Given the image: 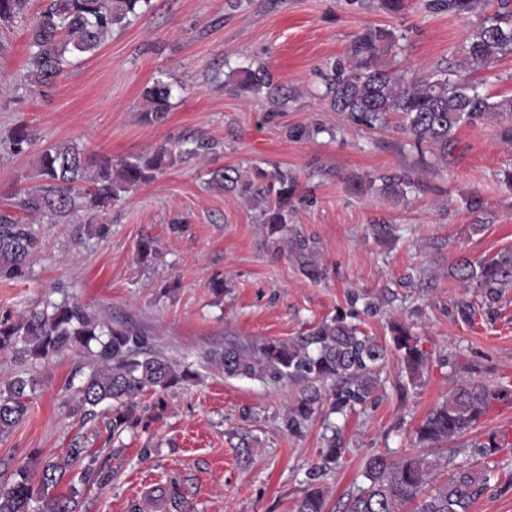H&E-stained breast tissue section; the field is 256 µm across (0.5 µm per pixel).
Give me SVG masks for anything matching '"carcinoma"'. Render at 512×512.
Instances as JSON below:
<instances>
[{
  "instance_id": "obj_1",
  "label": "carcinoma",
  "mask_w": 512,
  "mask_h": 512,
  "mask_svg": "<svg viewBox=\"0 0 512 512\" xmlns=\"http://www.w3.org/2000/svg\"><path fill=\"white\" fill-rule=\"evenodd\" d=\"M150 0H52L34 18L29 29L30 52L25 80L31 90L49 95L56 78L73 63V56L92 53L112 34L129 23V17L149 5ZM28 0H0V25L11 26L25 19ZM428 8L452 14H472L479 22L459 46L458 63L438 67L428 75L398 72L381 64L383 56L396 48L394 33L374 28L356 36L349 53L337 59L324 75L327 95L334 111L358 129L386 127L397 118V128L413 147L426 151L437 161L448 157L455 135L463 124L477 128L499 122V136L512 144V96L482 92L473 75L500 59L512 55V0H498L491 13L485 0H430ZM237 95L270 97L280 93L269 69L251 63L239 70L232 84ZM172 89L162 80L146 89L150 108L141 121L152 123L168 111ZM326 132L321 124L289 129L294 141L313 139ZM33 140L27 125L15 126L3 144L13 154L24 151ZM172 158L162 146L153 155H133L112 161L95 157L71 143L55 144L39 156L42 184L17 197L11 207L26 214L36 213L53 223H61L76 210L77 198L92 211L104 212L133 187L154 179L155 172ZM381 194L401 199L415 187L407 173L383 174ZM210 182L224 190L251 199L261 207L263 223L270 235L285 237L288 252L301 273L312 281L325 278V269L316 259V242L291 234L288 221L300 187L296 175L255 168V178L246 180L233 167L211 172ZM40 248L32 225L0 210V279L25 276L30 257ZM448 274L462 288H475L481 306L493 311L503 293L512 288V249L490 258L473 261L459 257ZM350 313H341L321 322L306 337L286 341L264 339L251 344L228 343L208 353V359L228 376L259 377L273 384L301 386V397L286 409L285 426L295 432L313 413L320 399L317 384L341 381L334 393L331 411H341L350 403H364L376 388V374L386 363L389 351L376 339L364 336L348 322ZM392 343L411 380L416 382L427 367V356L418 348L411 328L391 325ZM71 348L85 350L93 368L79 389V403L88 412L105 401L112 402V418L107 422L112 438L137 427V400L147 392L155 395L154 408L166 407L165 392L195 378L189 367H179L152 351L150 337L123 323L107 324L79 303L53 304L51 308L25 314L0 312V354L18 363L48 361ZM34 380L17 375L0 387V435L8 434L28 412ZM511 395L512 389L493 387L471 369V378L454 387L448 398L433 407L416 428V438L433 447L462 437L474 429L493 401ZM500 449L491 438L475 447L477 459L454 469L438 481L437 463L426 454H407L399 460L374 455L366 461L367 486L353 496L345 512H469L473 500L488 482V460ZM80 468L84 485L105 487L112 482V467L86 448H69L64 457H41L34 449L30 459L20 464L9 479L0 484V512H80V492L51 496L72 468ZM159 497L170 501L174 512H187L184 497L175 487L161 490ZM294 512H325V494L320 488L308 490L296 503Z\"/></svg>"
}]
</instances>
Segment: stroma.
I'll list each match as a JSON object with an SVG mask.
<instances>
[{"label": "stroma", "mask_w": 512, "mask_h": 512, "mask_svg": "<svg viewBox=\"0 0 512 512\" xmlns=\"http://www.w3.org/2000/svg\"><path fill=\"white\" fill-rule=\"evenodd\" d=\"M404 14L380 0H151L129 24L114 30L92 54L75 59L50 97L33 94L24 80L27 22L0 30V139L27 124L35 141L24 153L0 146V210L14 193L40 185L38 157L47 147L76 142L86 152L121 159L165 146L179 150L210 142L194 156L180 152L155 179L125 193L111 210L80 208L68 221L34 219L41 240L28 274L0 280V310L17 314L48 302L80 303L105 321L145 331L157 353L189 366L195 383L167 390V407L148 428L109 442L105 417L85 415L79 388L91 371L85 351H63L27 364L35 391L26 417L0 436V481L31 450L56 455L74 446L110 456L112 483L90 487L82 512H131L147 494L174 482L194 512H292L313 485L326 494V512H343L365 486V463L376 454L398 459L416 452L415 429L454 385L478 367L489 384L512 388V290L494 314L459 320V283L448 269L458 256L477 260L512 248V191L499 182L512 165V145L497 123L460 126L446 162L419 160L395 127L358 130L324 99L321 75L345 55L356 35L383 27L400 37L401 50L385 56L396 70L414 73L456 61V50L476 15L434 13L427 0H408ZM264 63L276 84L291 89L280 102L239 96L226 83L250 62ZM172 87L161 121L142 122V94L155 80ZM326 126L317 138L293 141V126ZM281 168L300 177L291 230L315 239L326 277L303 276L282 243L272 240L254 205L209 186L211 170ZM409 171L417 191L395 201L371 189L354 195L352 178ZM487 205L485 228L462 195ZM110 228L106 238L97 225ZM394 224L397 237L375 240L369 227ZM151 237L156 253L138 252ZM223 282V293L213 285ZM375 303L359 313L360 329L390 343L389 325L411 326L429 358L420 383H411L397 356L377 375L372 397L328 415L335 389L321 387L322 408L294 433L283 415L299 395L296 385L230 377L207 359L227 342L291 340L322 320L351 309L352 299ZM341 429L344 454L335 468L316 472L331 432ZM512 429V400L494 401L477 427L440 450L443 472L471 462L474 444ZM251 451L239 453L240 436ZM486 490L470 512H512V443L490 458Z\"/></svg>", "instance_id": "obj_1"}]
</instances>
